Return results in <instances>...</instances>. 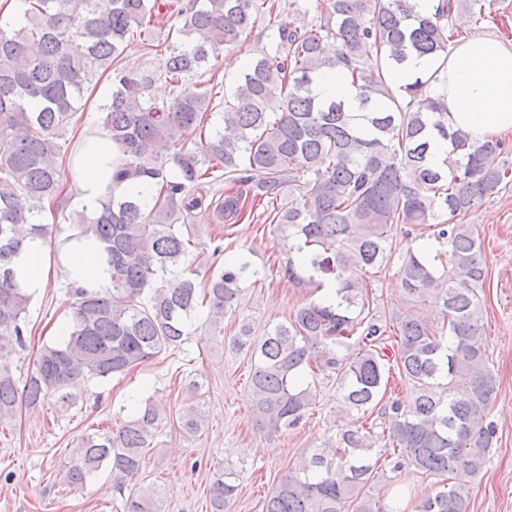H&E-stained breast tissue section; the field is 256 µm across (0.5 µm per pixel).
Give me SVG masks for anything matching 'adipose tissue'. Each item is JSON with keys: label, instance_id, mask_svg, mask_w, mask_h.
Returning a JSON list of instances; mask_svg holds the SVG:
<instances>
[{"label": "adipose tissue", "instance_id": "adipose-tissue-1", "mask_svg": "<svg viewBox=\"0 0 512 512\" xmlns=\"http://www.w3.org/2000/svg\"><path fill=\"white\" fill-rule=\"evenodd\" d=\"M436 73L428 91L444 99L448 125L469 131L475 138L495 137L512 131V41L482 31H471L451 45L444 69L434 61L409 56L394 75L395 85L410 83L423 73ZM79 151L70 161L76 201L86 211L95 210L112 185L115 150L93 127L86 128ZM17 280L30 297H38L50 279L68 285L101 288L111 282V270L101 243L76 242L53 260L42 240H27L14 259Z\"/></svg>", "mask_w": 512, "mask_h": 512}]
</instances>
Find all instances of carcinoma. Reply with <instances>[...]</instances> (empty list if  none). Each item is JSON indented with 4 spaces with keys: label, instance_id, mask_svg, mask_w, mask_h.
<instances>
[{
    "label": "carcinoma",
    "instance_id": "1",
    "mask_svg": "<svg viewBox=\"0 0 512 512\" xmlns=\"http://www.w3.org/2000/svg\"><path fill=\"white\" fill-rule=\"evenodd\" d=\"M24 23L0 27V427L22 410L51 399L71 408L72 389L128 372L163 350H179L192 315L208 307L207 326L221 330L241 283L258 275L244 251L200 272L206 249L190 230L210 186L241 184L248 172L267 178L248 192L228 189L217 202L228 223L251 204L266 202L287 258L283 277L298 288H335L337 303L310 299L286 324L257 340L244 323L230 341L254 357L248 396L255 425L297 427L316 404L312 377H336L342 407L377 413L371 425L346 428L334 445L288 469L263 512H387L372 494L379 466L409 467L438 479L416 512H470V483L497 444L489 406L498 392L483 343L478 289L487 276L481 243L460 223L485 199L512 184V147L502 138L478 140L448 129L447 107L427 88L436 74L391 87V69L415 53L444 68L453 39L487 20V0H438L419 13L412 0H316L319 20L305 26L279 20L299 0H24ZM268 18L270 47L260 51L224 97L200 80V70ZM174 21L161 34V20ZM138 35L154 51L167 43L161 71L123 63L122 46ZM340 69L356 90V108L321 100L313 85L325 69ZM99 70L112 72V93L99 128L120 150L112 181L152 182L153 205L114 195L91 212L62 215L59 224L35 217L60 196L58 155L77 123L76 104ZM174 87L157 101L158 75ZM41 106L34 110L33 101ZM222 124L202 136L209 111ZM436 138L450 143L446 168L433 165ZM288 188V206L281 203ZM419 241L396 253L398 228ZM104 244L112 267L108 288L69 287L65 335L42 347L24 380L11 353L26 343L30 305L12 259L28 238L53 254L71 240ZM396 265V279L413 310L385 330L366 311L371 276ZM204 282H199V279ZM396 367L410 390L384 400L386 373ZM162 418L147 401L117 432L83 436L72 450L68 485L77 490L111 466L126 512H156V493L127 486L146 466ZM240 474L218 470L209 486L210 512H225Z\"/></svg>",
    "mask_w": 512,
    "mask_h": 512
}]
</instances>
